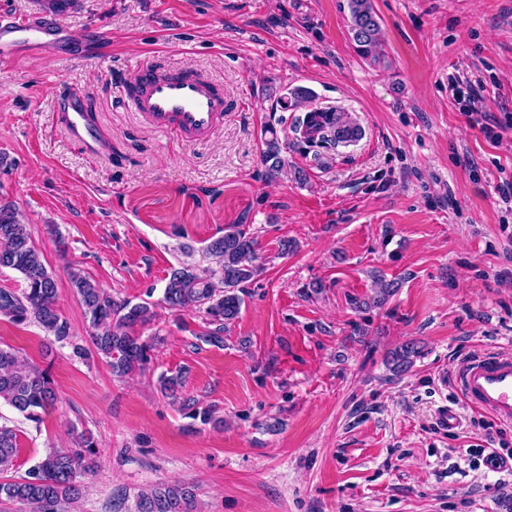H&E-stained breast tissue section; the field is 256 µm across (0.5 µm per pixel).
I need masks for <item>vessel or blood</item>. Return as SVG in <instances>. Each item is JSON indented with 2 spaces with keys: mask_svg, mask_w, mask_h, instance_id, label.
I'll return each instance as SVG.
<instances>
[{
  "mask_svg": "<svg viewBox=\"0 0 512 512\" xmlns=\"http://www.w3.org/2000/svg\"><path fill=\"white\" fill-rule=\"evenodd\" d=\"M70 41L66 28L52 20L51 6L34 10L19 20H0V66L22 56H57ZM122 97L151 129L177 134L197 145L223 126L227 103L224 89L201 70L187 65L150 63L137 67L121 84ZM57 124L73 141L92 153L105 142L86 111L83 94L67 90L55 113ZM454 382L462 397L478 411L499 422L512 423V355L489 353L460 364Z\"/></svg>",
  "mask_w": 512,
  "mask_h": 512,
  "instance_id": "b4317fda",
  "label": "vessel or blood"
}]
</instances>
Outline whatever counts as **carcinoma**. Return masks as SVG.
Instances as JSON below:
<instances>
[{"mask_svg": "<svg viewBox=\"0 0 512 512\" xmlns=\"http://www.w3.org/2000/svg\"><path fill=\"white\" fill-rule=\"evenodd\" d=\"M352 41L357 52L372 63L385 59L381 27L371 0H349ZM311 98L309 91L296 88L280 98L282 109L294 110ZM352 130L347 117L333 109L314 108L296 119V141L331 150L340 142V133ZM286 149L274 127L262 139L261 162L266 176L273 179L288 166ZM206 252L219 271L183 265L170 271L163 291V302L174 311L194 309L212 326L205 334L214 346L224 343V327L241 312L244 285L261 272L259 242L241 224L224 226V235L212 239ZM0 268L21 274L20 292L0 289V315L16 324L36 323L54 340L70 345L74 355L84 357L89 350L74 341L71 325L58 307L56 279L33 245L27 225L16 206L0 201ZM72 288L91 325L90 342L96 354L104 357L116 377L147 368L154 349L153 339H145L138 329L150 324L154 304L143 300H116L75 267L70 268ZM419 350L413 343L397 347L390 355L393 371L407 372ZM161 391L177 396L183 383L180 372L158 378ZM57 401L49 368L29 363L20 353L0 346V402L32 422ZM181 409L188 418L203 425L220 426L224 419L210 407H198L186 399ZM18 452L17 433L0 426V475L14 467ZM99 445L84 434L70 448H50L36 465L21 477L0 479V505L21 503L30 512H65L64 506L77 503L85 492V479L98 468ZM133 512H196L194 486L184 482L159 483L140 491Z\"/></svg>", "mask_w": 512, "mask_h": 512, "instance_id": "cac0c4a2", "label": "carcinoma"}]
</instances>
